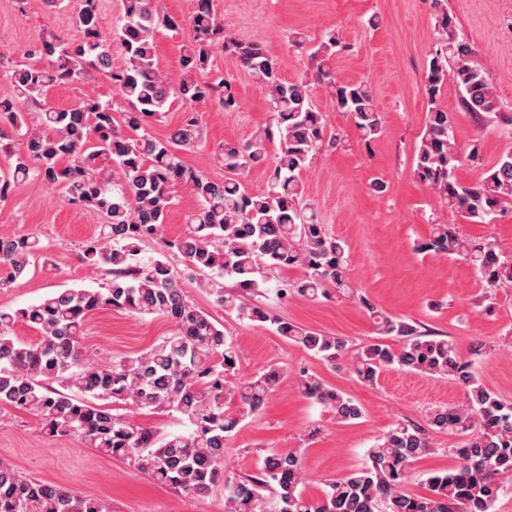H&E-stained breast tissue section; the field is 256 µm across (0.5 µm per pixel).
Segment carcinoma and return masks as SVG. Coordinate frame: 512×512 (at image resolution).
<instances>
[{"label":"carcinoma","instance_id":"1","mask_svg":"<svg viewBox=\"0 0 512 512\" xmlns=\"http://www.w3.org/2000/svg\"><path fill=\"white\" fill-rule=\"evenodd\" d=\"M154 2L124 0L120 25L107 37L98 27V0H79L80 40L52 35L28 50L31 62L5 71L16 95L0 98V124L11 127L9 136L0 129V140L11 138L0 143V150L13 160L10 177L0 179V200L8 197L6 188L40 179L61 188L70 202L102 214L104 224L85 244L83 258L108 268L112 280L102 291L66 288L26 308L0 310V407L29 412L48 435L78 436L88 447L185 495L204 497L221 483L225 512H491L501 480L512 479V401L480 383L453 341L421 334L359 296L348 276L349 249L317 222L306 200L302 173L316 165L331 143L313 102L315 87H323L337 109L352 116L357 133L369 142L382 130L370 85L336 77L332 60L340 41L334 33L310 54L311 69L293 81L283 79L277 59L264 46L225 38L211 0H197L190 20L193 38L181 57L184 77L172 82L157 66L155 36L160 28L175 30L180 23L159 13ZM433 7L436 41L424 72L428 111L414 175L442 206L471 223H489L512 207V116L501 112L487 76L471 63V48L442 0H433ZM114 39L124 49L118 66L112 61ZM219 48L232 52L265 91L276 131L265 130L245 143L224 142L218 148L224 176L212 178L187 167L181 152L201 144L191 107L210 98L226 110L237 105L231 81L197 79ZM89 68L112 81L122 110L90 94L70 109L46 104L50 87L77 84ZM449 84L465 111L506 125L508 144L490 168L468 183L459 181L456 172L479 152L474 147L467 153L457 145L451 118L438 104ZM173 98L190 110L166 140H158L147 131L149 119L162 115ZM32 110L33 126L25 115ZM274 138L279 151L271 158L268 144ZM267 161L265 187L248 191L244 177ZM179 190L197 200L191 234L162 239L159 257L141 262L139 243L161 239ZM417 250L464 260L489 289L512 283L511 256L464 237L452 224H434L431 237ZM44 252L35 236L1 233L0 267L8 275L0 288L27 272ZM171 255L202 275L198 287L224 312L269 322L277 335L334 359L349 351L348 339L273 317L257 300L266 295L277 271L302 269L303 278L278 285L276 295L309 302L356 298L370 312L376 335L398 339L396 348L377 339L356 355L353 373L361 384L372 386L381 372L397 367L454 381L463 390V402L432 411L423 426L397 421L367 449L362 468L328 481L318 498L304 493L297 450L270 453L256 476L225 475V441L245 418L262 410L284 371L269 365L249 380L228 384L238 370L239 352L224 326L187 299ZM103 308L163 317L175 330L136 355L113 360L88 356L81 347L83 326ZM20 321L37 330V342L14 336ZM296 383L303 396L337 421L362 416L354 399L318 377L301 374ZM230 395L239 398L235 410L226 404ZM119 404L175 414L187 432L162 435L137 426L114 412ZM431 430L465 435L454 449L460 465L429 476V494H411L408 469L431 449ZM0 512H112V507L98 497L24 476L0 460Z\"/></svg>","mask_w":512,"mask_h":512}]
</instances>
